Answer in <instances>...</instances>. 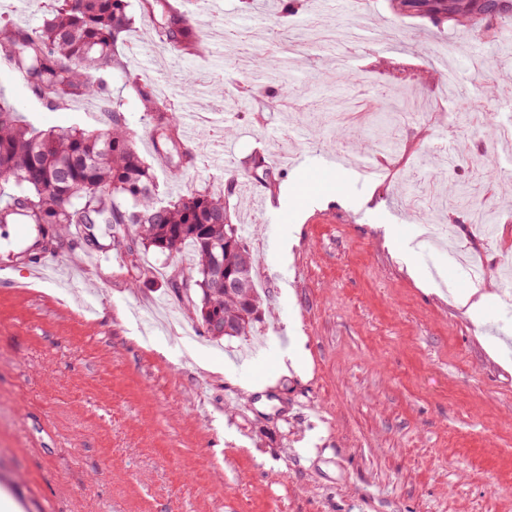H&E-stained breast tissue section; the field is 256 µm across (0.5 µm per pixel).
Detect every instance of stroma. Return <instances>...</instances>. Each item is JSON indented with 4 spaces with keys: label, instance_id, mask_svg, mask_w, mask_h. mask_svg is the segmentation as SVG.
<instances>
[{
    "label": "stroma",
    "instance_id": "35a3bbf8",
    "mask_svg": "<svg viewBox=\"0 0 512 512\" xmlns=\"http://www.w3.org/2000/svg\"><path fill=\"white\" fill-rule=\"evenodd\" d=\"M272 0H195L209 31L206 56H175L151 31L129 35L131 66L179 108L195 165L172 182L146 144L152 122L132 89L113 78L138 150L162 194L223 192L228 167L252 155L273 167L270 187L239 178L229 214L258 255L261 315L245 336L216 339L175 295L172 275L188 277L191 250L171 262L142 248L116 247L94 227L99 263L72 235L49 255L54 284L14 288L37 252L0 224V494L21 512H512V306L502 295L512 259V145L470 126L465 111L512 120V56L478 75L475 60L495 52L512 19L490 32L433 23L399 0H325L323 21L363 35L344 64L329 67L319 45L294 57L307 95L284 109L260 104L234 113L218 77L265 84L252 61L228 67L224 33L249 27L271 43ZM455 52L436 59L442 45ZM195 72V90L181 77ZM469 100L414 112L396 130L397 147L378 180L348 169L340 191L353 200L310 212L282 250L286 225L274 208L281 186L323 158L360 157L372 128L333 141L324 122L337 104L389 121L392 88L410 79L418 100L441 96L448 75ZM481 82L491 97H474ZM0 97L42 129L107 124L96 100L51 111L25 83L0 72ZM459 158L445 172L436 154ZM498 163L482 171L486 157ZM433 180L437 211L414 214L406 188ZM496 203L495 235L470 221L474 198ZM416 237L446 233L479 254L490 277L477 313L458 306L463 273L448 277V248L434 269L411 276L393 257L385 225ZM498 337L499 353L484 339Z\"/></svg>",
    "mask_w": 512,
    "mask_h": 512
}]
</instances>
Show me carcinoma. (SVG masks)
I'll return each mask as SVG.
<instances>
[{
	"instance_id": "1",
	"label": "carcinoma",
	"mask_w": 512,
	"mask_h": 512,
	"mask_svg": "<svg viewBox=\"0 0 512 512\" xmlns=\"http://www.w3.org/2000/svg\"><path fill=\"white\" fill-rule=\"evenodd\" d=\"M405 7L457 25H474L487 17H508L499 0H404ZM131 0H50L39 27L5 20L0 23V64L19 73L33 95L50 108L78 99L109 98L114 75L132 87L153 123L154 143L167 158L169 176L181 179L194 160L193 149L180 137V115L154 87L128 68L118 42L135 24ZM140 17L150 23L172 50L201 41L200 26L167 10L162 0H141ZM232 55L246 53L263 70H278L269 89L271 103L295 91L288 78V49L277 54L252 42L248 31H231ZM243 174L269 183L266 158L245 161ZM19 216L38 228L45 252H52L59 228L105 224L112 244L124 245L128 228L144 251L176 260L186 247L196 257V276L170 280L174 291L200 293L195 314L202 326L224 323L222 336H246L261 308L255 284L257 259L238 225L232 223L226 196L192 189L175 197L160 196L155 176L139 154L121 104L112 103V123L105 129L77 127L42 130L0 101V216ZM249 284L241 296L224 289V273Z\"/></svg>"
}]
</instances>
